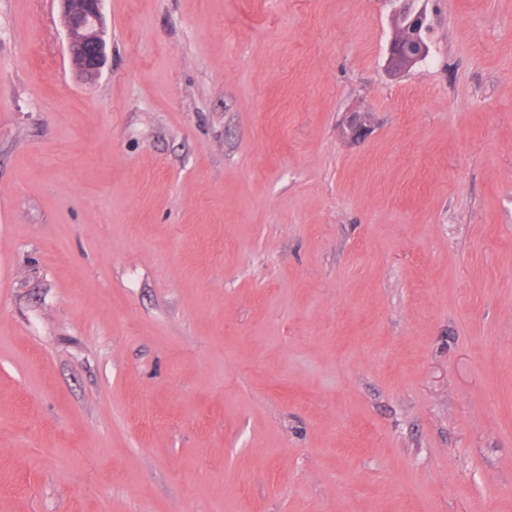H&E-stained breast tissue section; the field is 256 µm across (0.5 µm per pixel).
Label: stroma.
I'll return each mask as SVG.
<instances>
[{"mask_svg": "<svg viewBox=\"0 0 512 512\" xmlns=\"http://www.w3.org/2000/svg\"><path fill=\"white\" fill-rule=\"evenodd\" d=\"M398 5L0 0V512H512V0ZM67 32L66 53L87 81L95 80L106 61L104 0H58ZM404 2L407 3L396 13L387 52L386 66L394 75L409 72L429 53L424 38L428 28L427 15L423 10L413 9L411 1ZM370 120L366 111H354L347 113L340 131L346 139L357 141L367 135L370 130Z\"/></svg>", "mask_w": 512, "mask_h": 512, "instance_id": "35a3bbf8", "label": "stroma"}]
</instances>
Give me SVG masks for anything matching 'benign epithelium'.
<instances>
[{
  "label": "benign epithelium",
  "mask_w": 512,
  "mask_h": 512,
  "mask_svg": "<svg viewBox=\"0 0 512 512\" xmlns=\"http://www.w3.org/2000/svg\"><path fill=\"white\" fill-rule=\"evenodd\" d=\"M67 32L66 53L87 81L95 80L106 61L104 0H59ZM427 15L405 3L397 11L389 42L386 66L394 75L410 71L429 53L424 38ZM370 130L368 113H347L340 131L346 139L357 141Z\"/></svg>",
  "instance_id": "obj_1"
}]
</instances>
